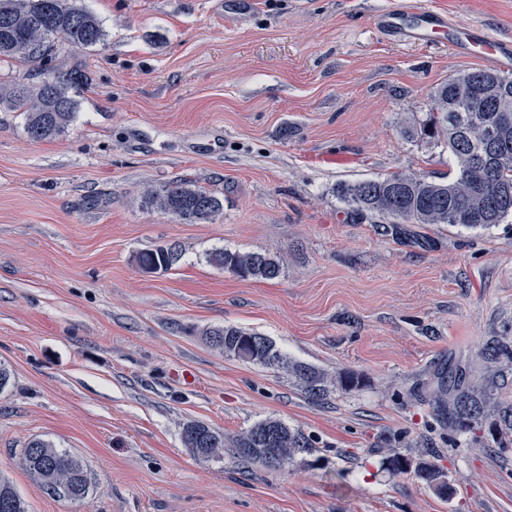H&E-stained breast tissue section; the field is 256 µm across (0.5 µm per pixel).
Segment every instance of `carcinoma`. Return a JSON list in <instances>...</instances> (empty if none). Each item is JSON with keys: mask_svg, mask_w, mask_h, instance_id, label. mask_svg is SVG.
Listing matches in <instances>:
<instances>
[{"mask_svg": "<svg viewBox=\"0 0 512 512\" xmlns=\"http://www.w3.org/2000/svg\"><path fill=\"white\" fill-rule=\"evenodd\" d=\"M105 37L101 20L93 12L66 0H0V57L34 66L39 82L17 83L0 93V105L26 116V132L33 140L51 139L70 126L79 103L70 90L87 81L77 70L46 68V62L66 45L94 47ZM432 112L420 127L421 135L442 143L452 155L456 172L446 181L426 176L393 174L383 178L343 183L339 193L360 213L377 216L386 224H452L465 228H486L512 215V196L503 201L499 192L512 190V121H501L499 109H512V77L476 69L457 74L434 88ZM495 128L503 147L486 149L487 129ZM147 207L187 224L212 222L223 211L224 201L215 193L187 182H173L161 189H148ZM174 245L157 246L140 252L138 265L150 273L167 272L179 261ZM209 262L242 277L274 280L282 272L281 262L259 252L216 249ZM212 343L224 353L253 364L285 369L312 397H320L331 384L347 388L357 379L327 374L305 364L287 360L264 336L237 327L208 332ZM481 358L488 363V375L479 383L467 367L448 366L437 385L427 392L434 413L448 427L467 430L473 424L494 417L512 431V406L496 401L489 383L501 367L512 366V342L496 338L486 345ZM185 447L204 459L224 455V434L203 422L183 427ZM230 447L243 459L268 462L263 449L280 453L282 465L290 463L305 449L301 435L285 423L268 418L253 425L234 439ZM404 456L394 453L386 459L395 472L414 470L426 483L448 495L444 470L431 460L419 458L403 464ZM20 461L30 477L58 497L84 498L92 481L83 460L52 442L30 439L21 449ZM0 512H26V504L13 485L0 479Z\"/></svg>", "mask_w": 512, "mask_h": 512, "instance_id": "carcinoma-1", "label": "carcinoma"}]
</instances>
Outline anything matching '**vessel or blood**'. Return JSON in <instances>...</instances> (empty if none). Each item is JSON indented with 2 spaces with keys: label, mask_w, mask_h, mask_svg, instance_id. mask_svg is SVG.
I'll list each match as a JSON object with an SVG mask.
<instances>
[{
  "label": "vessel or blood",
  "mask_w": 512,
  "mask_h": 512,
  "mask_svg": "<svg viewBox=\"0 0 512 512\" xmlns=\"http://www.w3.org/2000/svg\"><path fill=\"white\" fill-rule=\"evenodd\" d=\"M375 22L390 37L421 43L447 32L451 35L450 46L457 53L498 67L512 65V42L491 38L475 28L452 26L445 15L433 10L410 14L389 9L378 13Z\"/></svg>",
  "instance_id": "obj_1"
}]
</instances>
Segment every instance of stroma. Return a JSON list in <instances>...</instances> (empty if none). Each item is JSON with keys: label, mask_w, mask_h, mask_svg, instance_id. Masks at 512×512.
<instances>
[{"label": "stroma", "mask_w": 512, "mask_h": 512, "mask_svg": "<svg viewBox=\"0 0 512 512\" xmlns=\"http://www.w3.org/2000/svg\"><path fill=\"white\" fill-rule=\"evenodd\" d=\"M106 34L52 61L81 68L75 121L32 140L0 107V475L28 512H512V444L493 419L442 425L423 393L449 363L512 336V217L488 229L381 223L336 187L454 175L417 133L432 90L480 68L447 39L386 36L388 8L445 13L512 40V0H76ZM176 180L224 211L186 224L147 208ZM179 247L168 272L140 251ZM283 263L272 281L212 266V250ZM267 337L289 360L358 387L310 397L287 372L214 348L207 331ZM275 418L307 447L282 469L225 449L207 460L182 429L232 439ZM39 437L81 456L95 490L49 495L20 453ZM436 456L441 496L388 456Z\"/></svg>", "instance_id": "35a3bbf8"}]
</instances>
